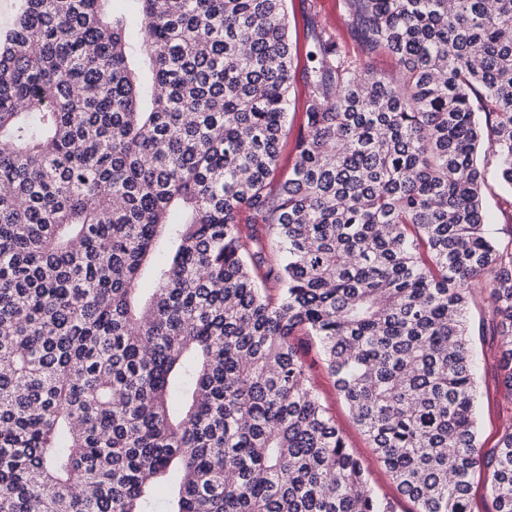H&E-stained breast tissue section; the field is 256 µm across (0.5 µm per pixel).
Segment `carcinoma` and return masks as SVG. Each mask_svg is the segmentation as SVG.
Masks as SVG:
<instances>
[{
	"mask_svg": "<svg viewBox=\"0 0 512 512\" xmlns=\"http://www.w3.org/2000/svg\"><path fill=\"white\" fill-rule=\"evenodd\" d=\"M108 2L0 37V512H394L297 336L416 512H512V0H342L299 97L286 0ZM486 179L491 188L485 204L488 223L491 224L494 237L508 241L512 230V208L508 207L503 199H509L512 190L500 184L493 165L487 168ZM298 346L305 364L309 385L327 408L349 450L366 466L370 484L376 495L380 499L391 502L395 512L415 511V505L399 493L391 475L376 460L369 441L355 423L348 407L336 391L335 378L331 376L324 365L314 341L308 336H300ZM474 347L478 356V419L479 439L484 451L495 448L504 425L501 405L504 388L496 373L490 368L492 350L489 338L484 342L474 336Z\"/></svg>",
	"mask_w": 512,
	"mask_h": 512,
	"instance_id": "cac0c4a2",
	"label": "carcinoma"
}]
</instances>
